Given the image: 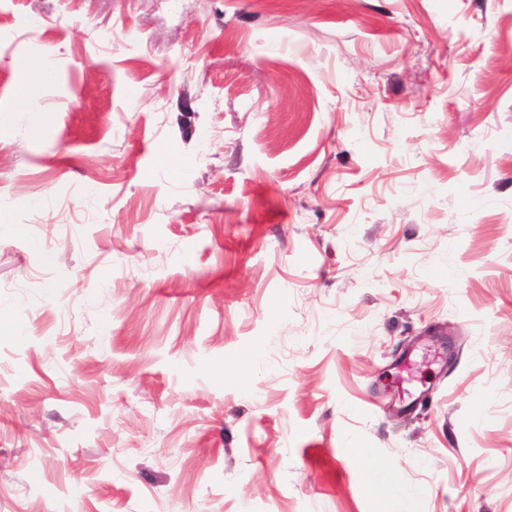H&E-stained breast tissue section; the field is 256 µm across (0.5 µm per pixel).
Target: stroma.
<instances>
[{"mask_svg":"<svg viewBox=\"0 0 512 512\" xmlns=\"http://www.w3.org/2000/svg\"><path fill=\"white\" fill-rule=\"evenodd\" d=\"M0 512H512V0H0Z\"/></svg>","mask_w":512,"mask_h":512,"instance_id":"stroma-1","label":"stroma"}]
</instances>
